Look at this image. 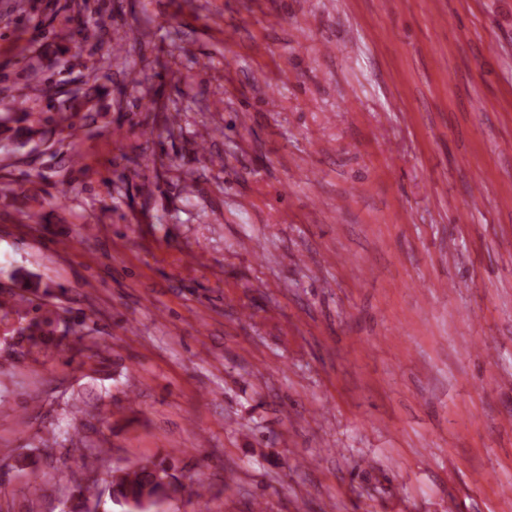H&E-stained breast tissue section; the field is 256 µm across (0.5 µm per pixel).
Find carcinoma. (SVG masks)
Segmentation results:
<instances>
[{"label":"carcinoma","instance_id":"obj_1","mask_svg":"<svg viewBox=\"0 0 512 512\" xmlns=\"http://www.w3.org/2000/svg\"><path fill=\"white\" fill-rule=\"evenodd\" d=\"M57 88L47 92V113L34 112L13 102L5 107L6 115L0 117V149L25 146L35 136H44L42 127L53 125L73 130L75 119L89 124L95 113L102 110L100 103L111 95L105 86H93V92L79 101L75 98L60 100ZM177 476L163 461L148 460L132 469L112 475V497L121 505L135 503L140 512H152L154 499L167 494L174 487Z\"/></svg>","mask_w":512,"mask_h":512}]
</instances>
